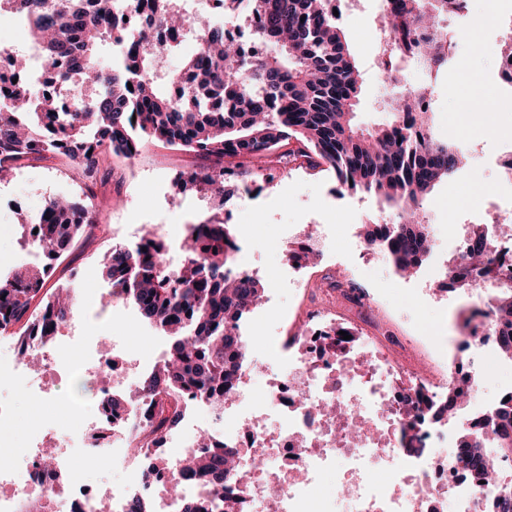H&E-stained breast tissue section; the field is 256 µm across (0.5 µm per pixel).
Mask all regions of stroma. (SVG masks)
<instances>
[{
    "label": "stroma",
    "instance_id": "stroma-1",
    "mask_svg": "<svg viewBox=\"0 0 512 512\" xmlns=\"http://www.w3.org/2000/svg\"><path fill=\"white\" fill-rule=\"evenodd\" d=\"M497 4V12L487 17L484 0H471L465 24L478 18L484 24L477 39L461 33L455 59L439 73L426 75L410 61L399 66L404 84L427 88L435 134L452 140L469 157L467 166L438 184L423 202L428 223L443 238L451 225L465 224L467 214L482 209L486 187L498 185L495 158L501 144L512 141V120L499 113L502 104L512 105V94H503L494 78L496 54L505 33L503 21L512 15V0H497ZM340 8L341 25L361 73L356 122L373 130L388 124L398 94V86L385 80L380 68L387 38L379 0H341ZM478 96L489 99L492 110L475 118L469 104ZM198 163L194 153L157 145L141 158L132 181L115 175L102 185L111 206L87 228L56 272L62 279L76 271L83 275L75 317L84 335L106 331L124 337L128 348L140 355L161 354L167 337L145 322L132 302H122L115 315L104 310L103 297L110 287L98 259L112 242L132 240L137 229L162 226L166 238L177 243L184 237L185 225L220 220L230 213L235 217L231 229L238 255L265 286L264 301L251 316L244 337L256 363L264 362L270 337L286 328L302 280L308 281L313 300L368 330L394 336L418 330L432 337L431 347L439 359L464 355L462 330L472 305L466 293L425 294L424 283L401 277L385 255L361 256L360 231L363 225L376 223L381 211L374 196L342 191L325 171L273 165L266 171L260 196H245L240 181L229 178L223 195L211 204L200 193H179L174 188V177L191 172ZM80 187L76 172L56 158L30 162L0 183V275L11 274L31 253L15 222V206L36 212L49 197L78 196ZM311 224L320 226L327 247L314 266H292L286 247ZM343 278L353 279L363 293L362 306H354L334 290V283ZM510 384L512 363L497 354L486 359L483 374L474 384L476 395L466 404L468 412L483 411L499 388Z\"/></svg>",
    "mask_w": 512,
    "mask_h": 512
}]
</instances>
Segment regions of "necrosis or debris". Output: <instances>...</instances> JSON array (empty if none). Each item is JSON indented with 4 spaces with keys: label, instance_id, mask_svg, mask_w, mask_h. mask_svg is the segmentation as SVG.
I'll use <instances>...</instances> for the list:
<instances>
[{
    "label": "necrosis or debris",
    "instance_id": "obj_1",
    "mask_svg": "<svg viewBox=\"0 0 512 512\" xmlns=\"http://www.w3.org/2000/svg\"><path fill=\"white\" fill-rule=\"evenodd\" d=\"M152 15L151 0H137L128 12L132 47H140L144 34L154 43L195 39L189 27L173 34L152 25ZM468 239L465 233L452 238V262L435 269L430 284L445 287L455 272L465 273L471 288L483 292L495 283L512 284V238L494 241L487 273L469 265ZM332 328L325 309L314 307L294 335L275 338L270 358L284 363L277 380L254 390L252 366L244 364L233 403L210 408L212 424L196 428L186 416L161 435L152 431L148 402L112 405L113 395L135 387L117 359L119 338L100 336L87 348L27 340L42 369H32L25 354L0 363V373L35 387L39 402L48 400L44 372L54 367L96 378L97 387L88 404L28 420L27 438L15 450L20 463L0 469V512H20L22 503L44 500L51 501V512H99L106 498L112 512H127L133 499L151 500V512H182L169 485L183 460L198 453L204 435L220 437L239 454L236 473L224 479L220 503L201 496L195 480H179L184 499L200 512H431L434 499L450 504L452 512H479L478 475L457 462L447 433L427 418H415L417 439L427 452L410 456L394 416L408 394L442 398L459 371H473V360L454 357L444 372L430 373L413 357L419 340L413 333L389 341L354 336L346 352L335 354L324 347ZM350 415L363 421L366 431L338 441V428ZM98 460L122 466L127 479L87 480V464ZM331 470L342 483V496L322 493L321 479Z\"/></svg>",
    "mask_w": 512,
    "mask_h": 512
}]
</instances>
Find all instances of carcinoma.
<instances>
[{
	"mask_svg": "<svg viewBox=\"0 0 512 512\" xmlns=\"http://www.w3.org/2000/svg\"><path fill=\"white\" fill-rule=\"evenodd\" d=\"M448 0H399L393 46L412 50L428 73L439 71L447 34L440 24ZM256 19L255 37L264 46L252 61L239 45L224 38L206 15L186 17L169 0H154L160 26L174 32L190 25L199 42L185 60L186 83L173 98L154 85V59L177 44L146 43L120 51L121 62L106 72L99 50L120 42L125 32L122 6L109 0H0V17L21 13L28 34L42 44V69L79 88L91 85L95 97H78L62 107L42 83L12 82L0 75V173L20 168L47 154L66 157L87 189L104 182L106 157L129 155L147 142L196 153L208 161L176 183L180 192H224V157L239 159L238 174L248 184L253 174L273 162L309 169L326 168L352 192L377 198L383 210L398 217L392 226L366 224L363 238L379 242L396 271L417 270L430 251L423 201L464 165L465 154L434 136L422 91L408 89L393 107L391 121L379 130L355 123L360 73L330 0H249ZM110 29L97 24L102 15ZM415 113L426 138L399 134L405 115ZM79 198L52 197L40 214L16 208L28 242L47 260L61 262L83 236L87 225L72 216ZM38 232L30 235L29 227ZM170 245L162 234L134 242H116L101 258L112 294L131 301L144 319L170 339L161 364L138 384L150 400L161 395L195 396L222 401L235 394L234 380L246 359L236 330L256 308L265 288L257 278L232 274L235 238L229 225L209 220L186 225L182 256L172 267ZM470 260L490 262L489 239L476 225L469 238ZM50 273L35 265L24 273L0 277V327L14 325L44 343L78 308L71 282L43 293ZM492 306L499 328V350L512 358V288H501ZM461 385L439 405L422 394L409 407L435 418L463 404ZM182 406L163 407L154 431L176 425ZM455 454L466 466L480 469L485 495L482 512H512V481L492 469L512 454V399L497 403L483 418L461 429ZM236 452L219 447L209 457L194 455L184 468L206 493L224 491V475L235 470Z\"/></svg>",
	"mask_w": 512,
	"mask_h": 512,
	"instance_id": "cac0c4a2",
	"label": "carcinoma"
}]
</instances>
